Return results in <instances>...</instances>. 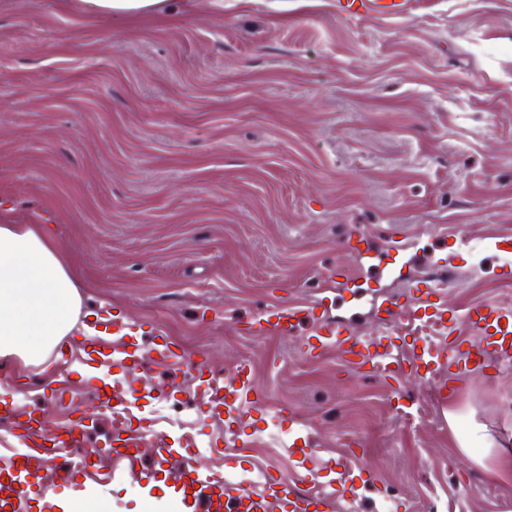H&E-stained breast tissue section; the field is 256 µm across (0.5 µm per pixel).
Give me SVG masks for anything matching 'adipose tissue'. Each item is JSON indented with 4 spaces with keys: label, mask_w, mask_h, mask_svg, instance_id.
I'll return each mask as SVG.
<instances>
[{
    "label": "adipose tissue",
    "mask_w": 512,
    "mask_h": 512,
    "mask_svg": "<svg viewBox=\"0 0 512 512\" xmlns=\"http://www.w3.org/2000/svg\"><path fill=\"white\" fill-rule=\"evenodd\" d=\"M80 7L90 16L140 18L164 12L166 0H80ZM82 307L74 272L48 227L0 224V360L43 365L64 339L112 342Z\"/></svg>",
    "instance_id": "1"
}]
</instances>
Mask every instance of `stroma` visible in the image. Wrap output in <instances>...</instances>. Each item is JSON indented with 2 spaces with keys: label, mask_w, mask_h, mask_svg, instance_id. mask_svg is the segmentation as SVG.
Wrapping results in <instances>:
<instances>
[{
  "label": "stroma",
  "mask_w": 512,
  "mask_h": 512,
  "mask_svg": "<svg viewBox=\"0 0 512 512\" xmlns=\"http://www.w3.org/2000/svg\"><path fill=\"white\" fill-rule=\"evenodd\" d=\"M0 220L48 225L83 285L84 309L121 306L158 323L215 376L249 359L272 409L292 410L317 448L319 482L350 457L358 512H512V487L454 446L512 439V370L459 380L430 417L406 421L391 387L315 362L294 339L242 332L274 301L324 295L337 318L372 330L400 293V270L459 264V307L512 306L499 278L512 241V0H414L409 13L345 20L336 0H168L153 20L92 17L63 0H0ZM359 231L374 253L360 299L323 279L351 262ZM70 385L46 402L45 386ZM0 387L46 407L53 430L92 390L70 365L0 362ZM140 412L194 435L184 464L292 476L264 418L233 456L224 425L186 385ZM456 424H449V413ZM168 496L116 483L98 512H159Z\"/></svg>",
  "instance_id": "stroma-1"
}]
</instances>
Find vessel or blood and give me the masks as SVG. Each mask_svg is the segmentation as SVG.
<instances>
[{
  "label": "vessel or blood",
  "instance_id": "b4317fda",
  "mask_svg": "<svg viewBox=\"0 0 512 512\" xmlns=\"http://www.w3.org/2000/svg\"><path fill=\"white\" fill-rule=\"evenodd\" d=\"M408 3L409 0H344L342 8L349 15H398ZM377 313L385 319L407 315L421 322L428 333L408 338L386 328L368 336L357 335L332 319L331 301L325 296L267 306L253 321L244 323L242 329L288 338L297 334L301 325H308L309 334L301 344L304 360H315L332 349L340 351L355 372L373 373L393 382V407L405 416L413 415L417 409L404 391L405 384H431L444 403L448 400L445 371H454L460 377L473 373L491 377L512 364L511 307L492 304L460 310L449 304L445 288L417 281L405 293L381 303ZM461 323L473 333L472 341L459 343L457 326ZM112 333L120 340L118 349L104 343L92 344L81 362L94 389L97 412L76 414L68 425L48 434L43 430L40 408L21 411L16 408L12 394L0 395V418L12 420L13 433L24 446L22 453L0 467V512H22L23 488L39 478L45 465H54L58 481L77 482L79 469L92 464L84 448L99 415H108L112 422V436L105 450L111 454L114 465L100 474L98 486L151 481L153 470L144 466L142 448H153L157 463L162 466L173 463L193 447V437L181 436L176 443H168L165 431L153 429L149 418L136 416L137 389L129 378L141 372L148 359L168 369L176 379L183 373H192L200 412L207 418L223 420L225 445L236 453H248L252 446L250 440L242 437L240 428L254 416L269 413L281 422L296 421L295 416L269 412L248 363H239L228 377L213 376L205 360L172 342L161 327L151 322L129 323L117 309L112 312ZM108 363L118 370L109 385L97 373L98 367ZM287 452L300 466L294 478L271 473L262 484L253 486L187 465L178 472L174 498L191 502L193 512H335L339 501L355 498L354 474L348 460L337 462L330 480L333 490L328 493L313 486L310 465L316 451L304 444L301 432H294Z\"/></svg>",
  "mask_w": 512,
  "mask_h": 512
}]
</instances>
